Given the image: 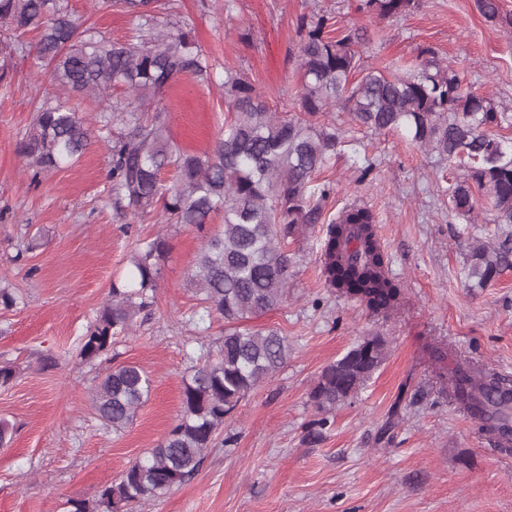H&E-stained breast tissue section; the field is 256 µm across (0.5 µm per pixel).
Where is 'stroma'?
Instances as JSON below:
<instances>
[{"label":"stroma","instance_id":"obj_1","mask_svg":"<svg viewBox=\"0 0 512 512\" xmlns=\"http://www.w3.org/2000/svg\"><path fill=\"white\" fill-rule=\"evenodd\" d=\"M92 0H64L108 37L124 41L137 22L94 12ZM357 0H170L169 20H184L213 65L208 80L179 77L158 97L171 141L211 150L224 127V76L234 72L259 94L294 102L301 17L334 16L360 29L365 65L390 74L434 49L465 86L512 109V33L480 15L476 0H420L410 14L379 19ZM30 52L0 56V288L21 302L0 310V361L16 362L0 388V421L13 425L0 447V512H68L100 489L174 425L187 354L215 350L224 322L203 316L188 273L201 245L222 229L164 224L151 215L130 224L112 209V160L93 144L74 163L32 180L17 144L41 103L56 94L35 76ZM355 141L323 180L334 191L325 211L351 205L375 212L378 240L403 302L387 318L325 288L324 225L289 240L295 258L288 299L256 319L287 336V363L253 389L224 421L223 442L192 478L137 512H512V447L492 446L477 419L441 391L439 366L468 360L512 380V271L485 287L466 278L474 239L496 231L477 206L470 226L448 209L443 190L458 171L398 133L372 134L340 109L325 113ZM376 162L366 180L357 169ZM164 235L156 305L136 331L93 363L79 342L128 273L139 239ZM387 341V360L357 395L339 405L322 438L306 435L318 413L309 392L321 369L370 334ZM447 353L436 361L434 349ZM134 363L153 390L132 425L115 433L98 420L92 392L108 365Z\"/></svg>","mask_w":512,"mask_h":512}]
</instances>
